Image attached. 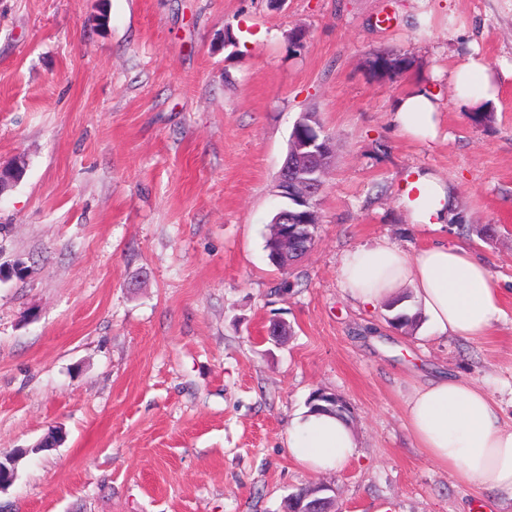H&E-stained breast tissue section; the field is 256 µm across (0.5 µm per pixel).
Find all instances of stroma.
<instances>
[{
    "label": "stroma",
    "mask_w": 512,
    "mask_h": 512,
    "mask_svg": "<svg viewBox=\"0 0 512 512\" xmlns=\"http://www.w3.org/2000/svg\"><path fill=\"white\" fill-rule=\"evenodd\" d=\"M378 55L410 66L373 74ZM468 56L501 76L483 125L454 99ZM420 85L438 94L428 144L394 123ZM306 111L335 159L286 274L265 241ZM18 158L0 263L29 272L0 281V458L17 460L0 512H282L315 484L336 512H512L427 460L405 420L452 372L512 423V0H0V165ZM414 168L451 187L449 237L503 290L486 335L394 328L341 284L356 247L432 239L398 205ZM275 320L285 342L263 338ZM317 390L356 433L329 473L287 445Z\"/></svg>",
    "instance_id": "1"
}]
</instances>
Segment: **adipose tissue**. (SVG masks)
Masks as SVG:
<instances>
[{
  "mask_svg": "<svg viewBox=\"0 0 512 512\" xmlns=\"http://www.w3.org/2000/svg\"><path fill=\"white\" fill-rule=\"evenodd\" d=\"M456 102L469 108L495 105L496 83L487 69L467 58L456 70ZM436 97L418 87L397 104L401 133L435 138ZM411 224L441 229L453 217L447 185L432 172L408 175L398 198ZM340 277L351 298L377 308L412 289L432 330L440 336L471 339L486 334L503 313L501 291L487 262L471 248L438 238L416 253L381 242L349 252ZM408 427L418 448L460 483L512 494V424L482 387L440 374L417 389L406 404ZM354 432L342 419L304 412L288 432V450L305 468L337 470L354 454Z\"/></svg>",
  "mask_w": 512,
  "mask_h": 512,
  "instance_id": "adipose-tissue-1",
  "label": "adipose tissue"
}]
</instances>
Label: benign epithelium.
Segmentation results:
<instances>
[{"instance_id":"7a95c632","label":"benign epithelium","mask_w":512,"mask_h":512,"mask_svg":"<svg viewBox=\"0 0 512 512\" xmlns=\"http://www.w3.org/2000/svg\"><path fill=\"white\" fill-rule=\"evenodd\" d=\"M324 128L316 117L302 115L289 142L288 160L281 169L277 196L288 200L279 208L276 223L280 224L281 240L297 251L308 247L311 236L308 224H318V197L323 189L325 173L331 163L330 140L322 136ZM331 497H313V493L288 498L289 512H326Z\"/></svg>"}]
</instances>
